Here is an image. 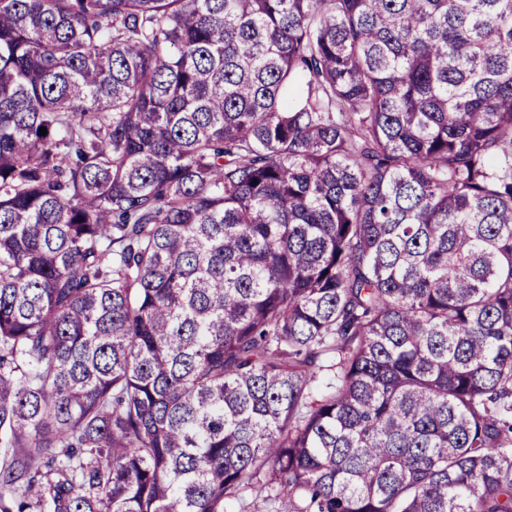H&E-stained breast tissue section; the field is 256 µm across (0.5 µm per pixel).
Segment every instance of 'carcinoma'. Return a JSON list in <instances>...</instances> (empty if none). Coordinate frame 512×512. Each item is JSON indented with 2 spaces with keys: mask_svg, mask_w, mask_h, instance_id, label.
Segmentation results:
<instances>
[{
  "mask_svg": "<svg viewBox=\"0 0 512 512\" xmlns=\"http://www.w3.org/2000/svg\"><path fill=\"white\" fill-rule=\"evenodd\" d=\"M250 509L512 512V0H0V512Z\"/></svg>",
  "mask_w": 512,
  "mask_h": 512,
  "instance_id": "1",
  "label": "carcinoma"
}]
</instances>
